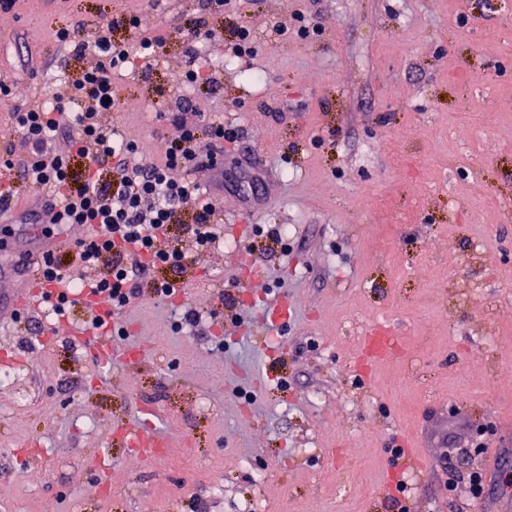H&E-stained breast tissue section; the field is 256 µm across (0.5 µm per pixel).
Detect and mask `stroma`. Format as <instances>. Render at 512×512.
I'll use <instances>...</instances> for the list:
<instances>
[{
	"label": "stroma",
	"instance_id": "35a3bbf8",
	"mask_svg": "<svg viewBox=\"0 0 512 512\" xmlns=\"http://www.w3.org/2000/svg\"><path fill=\"white\" fill-rule=\"evenodd\" d=\"M108 15L137 17L121 41L163 39L114 77L112 121L143 157L185 99L237 130L224 239L172 303L133 302L111 336L132 363L80 356L66 333L85 307L0 310L19 358L0 368V512H512V0H253L248 66L224 57L236 17L199 0H17L0 8V151L20 144L16 105L95 63L56 30ZM304 19L318 34L298 36ZM191 50L216 93L174 88ZM274 224L284 248L258 233ZM41 230L16 225L5 294L34 281ZM375 325L395 354L368 347ZM145 408L188 471L126 447Z\"/></svg>",
	"mask_w": 512,
	"mask_h": 512
}]
</instances>
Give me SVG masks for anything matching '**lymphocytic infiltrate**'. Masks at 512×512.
Segmentation results:
<instances>
[{
	"mask_svg": "<svg viewBox=\"0 0 512 512\" xmlns=\"http://www.w3.org/2000/svg\"><path fill=\"white\" fill-rule=\"evenodd\" d=\"M248 0H208L210 12L242 15ZM127 18L105 17L91 39L81 23L60 28L58 41L75 54L98 61L64 82L49 98L18 107L12 117L21 133L20 151L0 156V215L11 206L16 187L40 192V212L48 224L45 239L65 226L87 228L85 237L66 252L48 248L37 262L38 278L56 284L53 310L66 315L84 291L104 299V315L92 319L94 330L111 334L149 282L155 298L181 293L180 275L195 252L209 250L224 235L217 204L196 181L197 173L215 168L232 135L217 114L186 110L168 113L169 131L158 132L160 156L143 158L134 141L117 134L108 120L115 109L112 73L155 56L157 36L144 34L136 47L115 41V29ZM227 57L250 62L257 54L254 29L243 20L225 45ZM65 149H57V141ZM181 227L186 242L171 241ZM169 269V277L147 281L151 268Z\"/></svg>",
	"mask_w": 512,
	"mask_h": 512,
	"instance_id": "f902f5d3",
	"label": "lymphocytic infiltrate"
}]
</instances>
